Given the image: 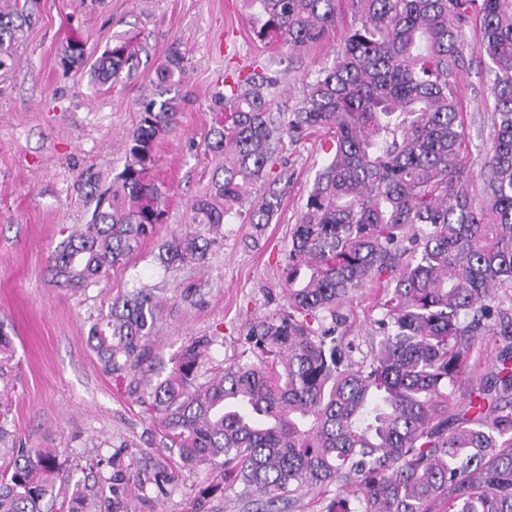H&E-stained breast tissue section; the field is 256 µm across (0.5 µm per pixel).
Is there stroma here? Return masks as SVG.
<instances>
[{
	"label": "stroma",
	"mask_w": 512,
	"mask_h": 512,
	"mask_svg": "<svg viewBox=\"0 0 512 512\" xmlns=\"http://www.w3.org/2000/svg\"><path fill=\"white\" fill-rule=\"evenodd\" d=\"M37 2L38 18L13 65L0 71V332L12 338L19 362L14 387L0 396L12 404L20 447L51 449L68 480L81 479L99 458L112 461L105 474L126 476L139 469L141 451L159 446L143 402L151 371L170 365L200 336L215 339L209 368L222 367L239 354L249 323L283 304L291 231L325 157L320 135L287 144L282 156L291 179L271 223L231 220L204 263L163 267L160 247L190 231V206L216 165L206 148L211 100L223 91L225 75L263 68L280 79L275 111H293L309 77L341 49L352 17L344 15L321 44L290 54L254 39L245 0ZM72 29L88 62L67 68L61 50ZM121 36L139 47L130 76L112 88L90 87L88 63ZM175 45L189 60L172 90L181 110L152 170L167 189L164 221L107 279L82 293L66 290L52 280L47 261L74 225L91 218L94 203L79 190L78 176L90 168L106 183L123 169L141 104L155 91L156 67ZM464 52L471 66L457 83L477 160L492 120L475 35H468ZM141 285L153 288L161 314L145 372L118 380L96 356L90 327L116 297ZM210 472L207 466L179 472L163 495L146 485L126 499L124 512H188Z\"/></svg>",
	"instance_id": "35a3bbf8"
}]
</instances>
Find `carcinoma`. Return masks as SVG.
<instances>
[{"label":"carcinoma","mask_w":512,"mask_h":512,"mask_svg":"<svg viewBox=\"0 0 512 512\" xmlns=\"http://www.w3.org/2000/svg\"><path fill=\"white\" fill-rule=\"evenodd\" d=\"M247 2L254 38L290 51L320 43L344 9L356 25L292 112L273 113L277 76L229 78L206 144L224 163L191 205L200 228L172 236L160 255L167 265L201 263L209 234L230 219L271 223L285 139L328 136L291 234L286 303L249 326L224 367L202 371L213 339L197 337L149 385L180 468L219 465L189 512H214L212 499L228 488L252 512H289L304 489L332 495L325 512H512V0ZM35 5L0 10V69L12 64ZM471 26L493 99L477 166L456 84ZM61 55L65 66L82 65L84 43L67 39ZM135 56L120 41L95 60L91 80L122 81ZM186 67L171 49L111 186L99 193L97 174L81 172L96 206L50 255L58 285L81 292L107 278L162 223L166 196L149 173L180 111L165 94ZM258 186L266 191L255 203ZM364 289L376 296L377 342L357 360L342 308ZM159 310L151 292L134 288L92 325L107 373L142 368ZM484 344L494 358L475 376ZM17 371L13 341L0 334V383ZM12 426L11 404L0 401V455L11 454L0 465V512H96L102 484L119 510L145 482L165 494L174 479L160 456L131 480L97 464L60 492L56 455L16 447Z\"/></svg>","instance_id":"carcinoma-1"}]
</instances>
